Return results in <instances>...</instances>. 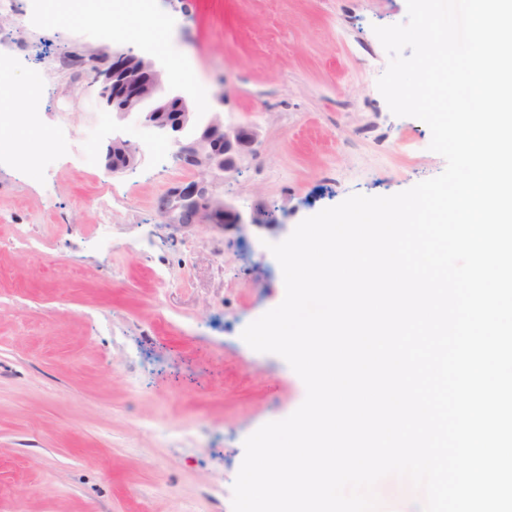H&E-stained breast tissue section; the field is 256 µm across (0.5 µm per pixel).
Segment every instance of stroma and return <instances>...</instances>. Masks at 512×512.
I'll use <instances>...</instances> for the list:
<instances>
[{"instance_id":"obj_1","label":"stroma","mask_w":512,"mask_h":512,"mask_svg":"<svg viewBox=\"0 0 512 512\" xmlns=\"http://www.w3.org/2000/svg\"><path fill=\"white\" fill-rule=\"evenodd\" d=\"M11 2L0 51L36 49L0 84V110L26 111L14 84L37 85L44 129L26 140L43 153L37 179L0 168V226L31 225L38 240L0 249V512H233L244 440L306 396L282 357L241 337L285 295L269 244L351 194L391 195L446 166L428 126L393 115L377 88L389 56L373 28L406 22V0H208L201 14L193 0H153L174 51L198 70L199 121L217 112L257 135L216 192L278 223L228 230L163 223L176 163L145 149L152 132L136 116L103 118L90 73L59 116L45 66L102 48L97 27L63 20L55 0ZM115 137L136 163L113 175L104 156ZM160 259L170 281L143 279ZM377 493L384 512L422 502L392 476Z\"/></svg>"}]
</instances>
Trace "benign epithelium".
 <instances>
[{"mask_svg":"<svg viewBox=\"0 0 512 512\" xmlns=\"http://www.w3.org/2000/svg\"><path fill=\"white\" fill-rule=\"evenodd\" d=\"M72 64L94 73L97 97L105 111L124 118L139 115L143 126L166 137L175 147V159L189 169L208 174L235 170L238 158L251 151L256 136L242 125L226 126L219 113L197 127L191 139L183 130L195 125L196 112L191 92L173 85L168 68L159 61L128 50H114L102 56L90 53L72 57ZM136 162V151L121 138L107 146L105 169L121 173ZM159 216L168 224L222 225L239 228L244 224L270 223L267 212L257 210L244 217L237 207L216 196L209 179H195L171 187L162 198Z\"/></svg>","mask_w":512,"mask_h":512,"instance_id":"1","label":"benign epithelium"}]
</instances>
